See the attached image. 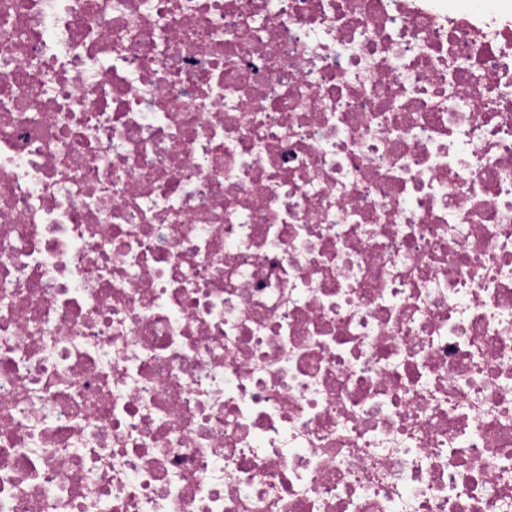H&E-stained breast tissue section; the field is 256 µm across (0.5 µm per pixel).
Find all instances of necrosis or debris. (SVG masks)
Returning <instances> with one entry per match:
<instances>
[{
  "label": "necrosis or debris",
  "instance_id": "obj_1",
  "mask_svg": "<svg viewBox=\"0 0 512 512\" xmlns=\"http://www.w3.org/2000/svg\"><path fill=\"white\" fill-rule=\"evenodd\" d=\"M0 512H512V0H0Z\"/></svg>",
  "mask_w": 512,
  "mask_h": 512
}]
</instances>
